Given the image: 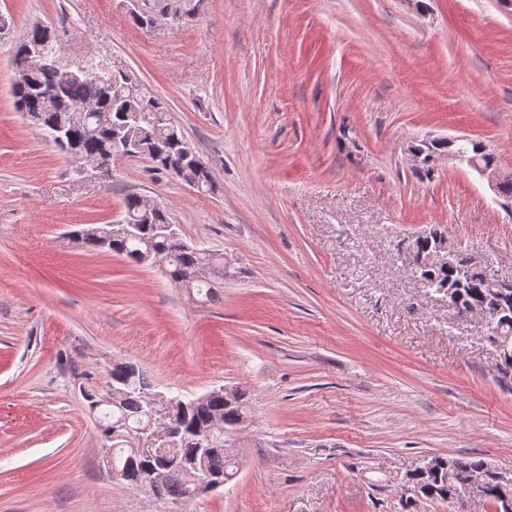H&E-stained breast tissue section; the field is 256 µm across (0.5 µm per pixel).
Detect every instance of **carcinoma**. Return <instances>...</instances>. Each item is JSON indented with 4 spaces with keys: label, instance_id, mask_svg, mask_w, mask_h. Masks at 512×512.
I'll list each match as a JSON object with an SVG mask.
<instances>
[{
    "label": "carcinoma",
    "instance_id": "obj_1",
    "mask_svg": "<svg viewBox=\"0 0 512 512\" xmlns=\"http://www.w3.org/2000/svg\"><path fill=\"white\" fill-rule=\"evenodd\" d=\"M190 11L189 0H138L129 16L135 25L152 28L160 16L177 24ZM34 45L41 49L44 61L30 69L22 80L13 82V95L18 109L33 123L65 129V142L54 143L57 149L73 159H92L104 166L111 165L121 153L144 157L154 170L200 193L216 190L212 171L196 164L195 151L183 141L161 97L111 67L90 63L83 75H68L55 64L58 48L52 33L38 24L18 42L14 56ZM134 112L139 115L137 124L128 122V116ZM448 152L474 158L483 165L496 162L483 142L470 139L434 147L432 153L423 156L424 164L418 172L430 175L436 160ZM140 200L137 194L124 198L123 218L131 225L130 231L105 224L77 230L74 237L89 246L107 247L136 265L149 262L151 255L159 256L166 260L167 277L174 286L183 287L190 282L207 301H218L220 293L212 282L226 276L224 255L211 250L204 254L172 237L167 231L166 210L161 208L148 215L140 209ZM446 240L447 232L434 226L417 237V249L430 253ZM201 269L209 272L208 279H193ZM417 272L424 284L434 290L440 285L448 286L449 300L455 302L457 312L478 310L485 337L512 345V290L502 291L493 286V277L485 267L469 263L464 255L451 269L430 266ZM149 386L144 372L134 364H119L112 369V412L108 413L110 420L100 427L101 437L112 442L113 465L123 470L124 480L130 485L156 499H192L194 495L182 476L172 475L156 485L148 484L147 472L157 466L160 457L135 460L126 449L124 437L147 422L141 394ZM170 404V424L180 433L170 453L191 455L196 441L210 433L218 420L222 431L210 433L212 450L204 468L226 483L234 479L236 460L228 448L249 417L248 392L238 386H221L187 401L172 399ZM474 480L480 481L479 492L494 512H512V485L504 484L495 467L480 457L434 456L407 474L401 483L417 488L419 497L446 503L451 509L463 499Z\"/></svg>",
    "mask_w": 512,
    "mask_h": 512
}]
</instances>
